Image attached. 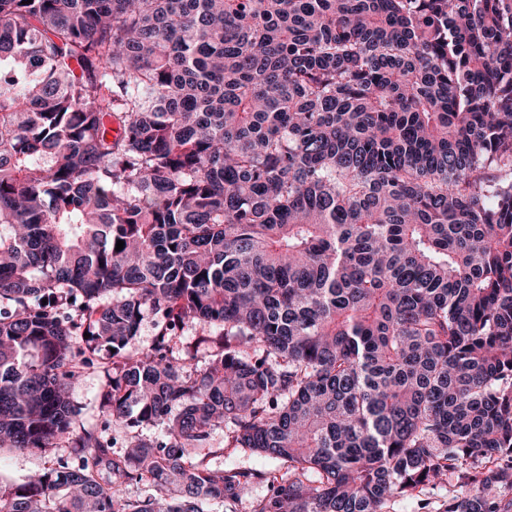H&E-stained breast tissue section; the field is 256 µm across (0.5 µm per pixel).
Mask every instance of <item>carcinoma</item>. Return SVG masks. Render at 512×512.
<instances>
[{
	"label": "carcinoma",
	"instance_id": "carcinoma-1",
	"mask_svg": "<svg viewBox=\"0 0 512 512\" xmlns=\"http://www.w3.org/2000/svg\"><path fill=\"white\" fill-rule=\"evenodd\" d=\"M64 444L0 512H384L466 462L448 512H512V0H0V448ZM103 379L104 365L87 370L80 384L72 391V399L81 412L79 422L83 423L86 428L95 427L98 430H106V434L110 438H116L112 450L123 452L125 450V434L112 422L108 423V418L98 409ZM214 466H223L228 463H236L242 466L256 468H271L276 465L272 460L257 455H233V448L224 449V457H216L211 460Z\"/></svg>",
	"mask_w": 512,
	"mask_h": 512
}]
</instances>
